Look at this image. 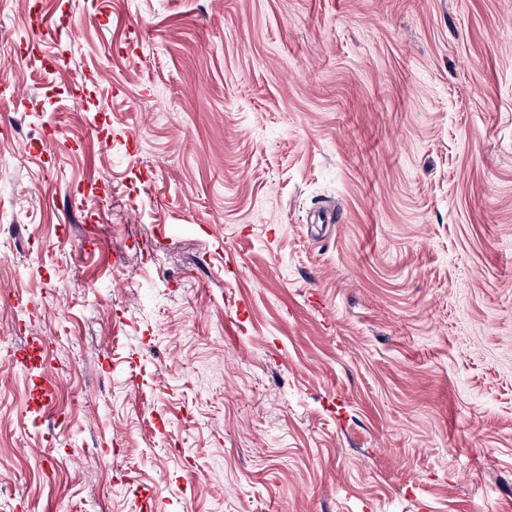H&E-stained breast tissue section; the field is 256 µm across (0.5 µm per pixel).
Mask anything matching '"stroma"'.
Returning a JSON list of instances; mask_svg holds the SVG:
<instances>
[{"label": "stroma", "mask_w": 512, "mask_h": 512, "mask_svg": "<svg viewBox=\"0 0 512 512\" xmlns=\"http://www.w3.org/2000/svg\"><path fill=\"white\" fill-rule=\"evenodd\" d=\"M1 84L0 512H512V0H0Z\"/></svg>", "instance_id": "stroma-1"}]
</instances>
